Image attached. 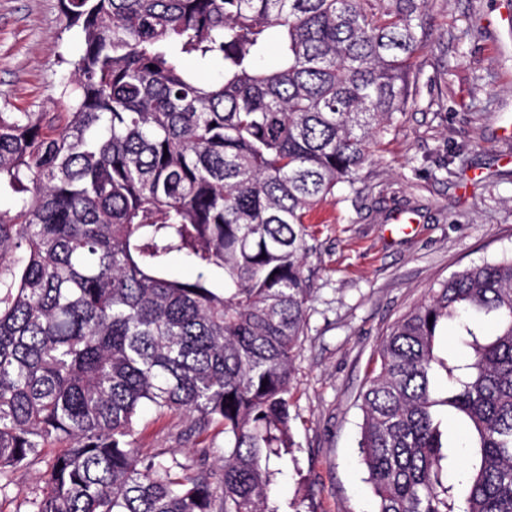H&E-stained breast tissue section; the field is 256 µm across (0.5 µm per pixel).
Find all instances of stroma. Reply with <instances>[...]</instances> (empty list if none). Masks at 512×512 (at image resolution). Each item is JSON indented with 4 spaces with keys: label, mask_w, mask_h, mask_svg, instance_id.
Wrapping results in <instances>:
<instances>
[{
    "label": "stroma",
    "mask_w": 512,
    "mask_h": 512,
    "mask_svg": "<svg viewBox=\"0 0 512 512\" xmlns=\"http://www.w3.org/2000/svg\"><path fill=\"white\" fill-rule=\"evenodd\" d=\"M413 98L379 138L358 194L314 208L310 315L292 381L296 446L277 461L284 512H375L358 396L390 327L456 271L512 255V0H429ZM58 0H0V112H49L79 43ZM144 412L148 453L201 465L210 428Z\"/></svg>",
    "instance_id": "obj_1"
}]
</instances>
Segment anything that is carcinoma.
Segmentation results:
<instances>
[{"label": "carcinoma", "instance_id": "obj_1", "mask_svg": "<svg viewBox=\"0 0 512 512\" xmlns=\"http://www.w3.org/2000/svg\"><path fill=\"white\" fill-rule=\"evenodd\" d=\"M59 2L81 51L56 111L0 112V491L43 462L24 512H280L305 218L358 193L406 111L427 0ZM173 254L194 280L169 275ZM450 323L452 363L435 349ZM376 362L359 395L375 512H512V256L439 282ZM438 406L470 430L465 465ZM145 407L221 426L215 466L144 452Z\"/></svg>", "mask_w": 512, "mask_h": 512}]
</instances>
